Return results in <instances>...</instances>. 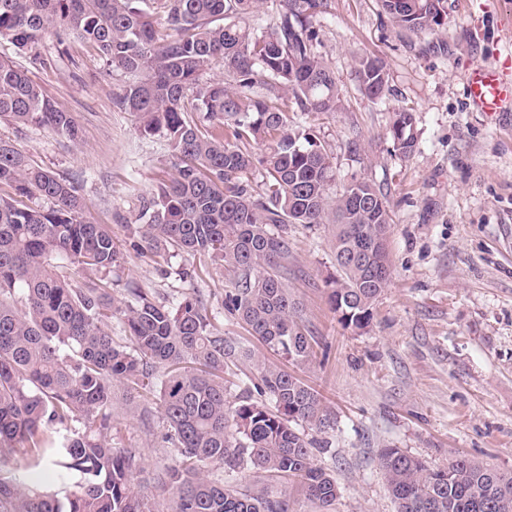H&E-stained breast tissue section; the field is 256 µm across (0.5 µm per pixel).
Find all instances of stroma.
<instances>
[{"mask_svg":"<svg viewBox=\"0 0 512 512\" xmlns=\"http://www.w3.org/2000/svg\"><path fill=\"white\" fill-rule=\"evenodd\" d=\"M512 0H446L442 27L426 34L395 30L379 0H330L318 52L345 96L342 112L303 115L336 166V187L375 181L388 195L393 223L392 272L367 327H344L328 301L335 276L331 224L288 227V292L315 354L293 374L322 397L334 429L306 428L318 443L315 464L333 474V512H396L380 469L383 448H398L434 466L455 454L512 473V108L474 111L465 76L512 53ZM38 57L0 38V56L37 83L80 129V143L37 125H0L40 167L70 180L86 219L110 225L120 259L112 293L145 289L165 302L200 295L224 337L255 357L280 363L223 308L230 277L220 264L181 253L134 248L129 226L157 184L175 173L167 140L141 134L116 97L127 77L75 37L47 36ZM380 58L389 91L362 94L355 60ZM411 108L417 145L395 151L389 134L398 107ZM113 447L140 458L138 476L156 512L171 490L157 485L171 464L166 424L155 404L115 384Z\"/></svg>","mask_w":512,"mask_h":512,"instance_id":"35a3bbf8","label":"stroma"}]
</instances>
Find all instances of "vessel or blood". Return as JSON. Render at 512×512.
I'll use <instances>...</instances> for the list:
<instances>
[{"instance_id":"obj_1","label":"vessel or blood","mask_w":512,"mask_h":512,"mask_svg":"<svg viewBox=\"0 0 512 512\" xmlns=\"http://www.w3.org/2000/svg\"><path fill=\"white\" fill-rule=\"evenodd\" d=\"M467 89L475 110L502 111L512 102V62L496 59L473 68L467 77Z\"/></svg>"}]
</instances>
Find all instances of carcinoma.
<instances>
[{"label": "carcinoma", "instance_id": "1", "mask_svg": "<svg viewBox=\"0 0 512 512\" xmlns=\"http://www.w3.org/2000/svg\"><path fill=\"white\" fill-rule=\"evenodd\" d=\"M149 0H0V37L34 50L47 35L93 46L131 81L118 100L140 131L166 138L176 176L143 201L133 225L137 247L170 249L224 262L233 276L224 311L289 362L314 355L288 294V225L336 224L338 277L328 283L340 321L362 329L391 275L390 253L351 254L378 234L389 236L386 195L354 179L332 192L333 157L297 113L342 112L344 95L314 46L312 19L328 0H160L168 30L158 36ZM276 5L267 27L254 18ZM395 28L413 34L444 25L445 0H380ZM214 62L224 78L206 79ZM355 76L372 101L385 97L389 76L378 58L357 59ZM35 124L80 140L70 113L59 109L24 71L0 59V121ZM390 136L406 155L417 144L414 115L395 112ZM254 142L261 157L240 147ZM265 188L253 194L254 163ZM0 512H155L136 482L139 463L112 447V382L154 401L176 451L158 475L171 489L170 512H289L288 497L269 483L288 480L322 512L339 488L313 462L319 431L331 419L319 394L280 368L258 362L239 401L227 399L226 359L237 347L214 333L202 302L157 303L141 288L111 298L108 278L119 261L106 224L83 217L67 179L29 163L0 137ZM99 273L73 287L62 268ZM119 319L129 344L105 328ZM267 398L274 407L266 406ZM80 427L71 428L72 422ZM23 461V475L3 472ZM49 461L73 476L63 499L26 476ZM250 464L261 481L239 488L212 477ZM379 464L397 512H512V475L458 455L444 467L398 448H382Z\"/></svg>", "mask_w": 512, "mask_h": 512}]
</instances>
